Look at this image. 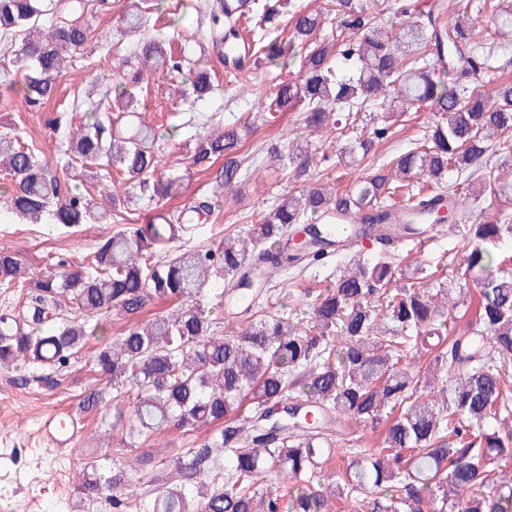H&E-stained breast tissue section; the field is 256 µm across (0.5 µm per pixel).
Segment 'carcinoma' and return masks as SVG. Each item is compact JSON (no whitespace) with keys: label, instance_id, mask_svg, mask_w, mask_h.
I'll list each match as a JSON object with an SVG mask.
<instances>
[{"label":"carcinoma","instance_id":"carcinoma-1","mask_svg":"<svg viewBox=\"0 0 512 512\" xmlns=\"http://www.w3.org/2000/svg\"><path fill=\"white\" fill-rule=\"evenodd\" d=\"M65 7L76 17L32 36L44 16ZM196 12V31L219 49L224 60L241 63L237 30L244 4L232 0H133L124 22L140 34L137 56L147 67L159 65L185 76L199 100L215 90L208 73L184 70L170 52L172 36L152 20ZM371 11L368 0H326L324 13L301 9L293 0L282 8L250 4L261 52L270 64L286 65L295 48L309 46L299 78L282 81L271 105L285 112L301 107L304 128L321 133L355 129L353 107L382 99L383 110L432 107L442 115L424 141L391 162V171L366 176L348 190L312 187L284 195L262 222L227 236L216 246L191 244L198 222L214 212L209 200L163 214L162 224H140L96 243L88 263L58 268L18 280L20 263L0 249V288H20L25 304L14 314L0 311V367L18 365L46 376L70 367L85 341L96 335L100 319L116 314L128 328L100 350L95 368L112 384V430L125 433L130 446L147 442L167 427L217 424L204 442L168 458L160 450L137 457L143 467L167 471L159 487L135 497L118 455L112 464L91 461L79 472L77 493L96 501L108 489L112 512H128L131 500L142 512H331L330 498L345 500L354 512H512V478L496 477L512 461V271L503 269L480 282L475 319L450 334L445 308L456 303L439 288L443 303L426 291L420 278L392 286L393 265L384 256L356 262L308 305L311 315L294 320L284 313L256 320V309L279 301L283 289L270 287L287 268L313 266L333 251L328 214L345 215L349 235L365 239L376 226H392L394 242L433 223L445 209L449 220L466 229L460 265L473 273L493 262L485 245L512 239V218L477 220L475 207L486 195L512 185L484 171L490 137L502 133L499 150L512 153V82L492 93L470 92L467 85L486 68L497 49L480 41L472 19L446 14L433 3L384 0ZM83 0H0V35L21 40L14 57L0 64V86L19 94L33 109L56 96L57 78L87 43L102 37L81 20ZM479 13L512 29V11L495 0H480ZM291 16L294 38H267L281 13ZM402 16L394 33L376 26L377 16ZM349 31L338 40L320 35L325 17ZM132 87L119 82L95 101L76 99L80 113L57 158L75 177L100 182L116 170L137 189L146 206L172 197L181 177L155 178L156 143L164 135L141 121L126 137L115 131L136 113ZM391 127L376 126L357 137L350 157L367 155ZM242 136L236 126L205 138L192 156L203 171L229 157L216 178L228 186L241 170ZM0 168L11 176L3 208L16 217L45 219L61 229L121 218L119 200L99 199L78 189L61 193L35 146L13 128L0 132ZM470 183L460 191L457 176ZM403 197L402 222L385 205ZM307 225V247H291L297 226ZM217 300L230 318L246 317L236 335L218 332L220 322L208 305ZM154 300L176 310L140 321ZM435 352L432 369L416 368L423 350ZM249 401L252 413L239 411ZM398 411L376 450H358L336 480L313 484L335 449L325 447L340 419L372 426ZM288 473L297 481L288 504L272 490L271 476Z\"/></svg>","mask_w":512,"mask_h":512}]
</instances>
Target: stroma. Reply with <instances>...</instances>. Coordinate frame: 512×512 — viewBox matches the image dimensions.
<instances>
[{"label": "stroma", "instance_id": "35a3bbf8", "mask_svg": "<svg viewBox=\"0 0 512 512\" xmlns=\"http://www.w3.org/2000/svg\"><path fill=\"white\" fill-rule=\"evenodd\" d=\"M474 22L483 38L500 44L501 49L491 70L473 81V88L501 76L512 78V35L495 27L488 15L475 16ZM178 29L176 48L183 50L189 64L207 70L217 88L210 96L176 109L172 99L178 94L180 81L156 69L144 76L148 90L140 99L138 111L146 122L171 134L170 139L159 143L156 174L165 177L175 170L182 180L178 194L165 202V209L178 210L204 198L214 204L213 216L199 228L195 239L198 245H209L260 223L287 192L313 186L345 191L352 182L373 173L383 162L420 141L439 118L427 107L403 113L391 136L375 143L366 160L351 161L348 137L314 135L305 131L298 113L269 111L276 85L297 77L299 63H290L284 70L254 63L229 74L224 70L223 56L204 50L194 38V12H187ZM136 42L133 36L113 40L107 52L87 45L60 77L56 100L38 111L30 110L20 95L0 87V122L12 124L34 143L44 162L55 164L65 146V129L50 125V117L61 114L74 96L99 94L107 85L132 76L136 65L129 62L128 54ZM239 117L251 124L240 152L241 173L234 184L222 188L215 182V171L201 172L193 166L192 155L198 136ZM296 137L307 142L313 164H288V143ZM117 229L114 223H98L65 233L51 224L14 217L0 223V248L14 251L28 275L35 276L60 259L71 266H81L93 244ZM460 243V233L448 230L435 234L424 249L409 239L395 242L392 257L396 280L405 282L420 267L446 276L452 286L466 292L468 300H476V278L466 274L459 264ZM377 253L374 244L357 247L298 276L283 275L279 285L288 294V308H297L299 293L315 295L327 288L338 269L354 258L368 260ZM125 325V320L115 316L104 320L102 330L91 337L67 371L55 375L53 384H45L28 368H0V512H107L104 504L80 501L74 483L83 464L112 457L114 448L121 445V435L102 425L99 413L82 411L80 401L89 387L107 388L106 379L94 373L92 361L97 350L120 336ZM68 411L78 413L82 432L71 449L63 450L54 446L40 427L49 415ZM382 438V427L346 421L335 440L336 453L327 464L328 471L345 468L348 449L377 448Z\"/></svg>", "mask_w": 512, "mask_h": 512}]
</instances>
